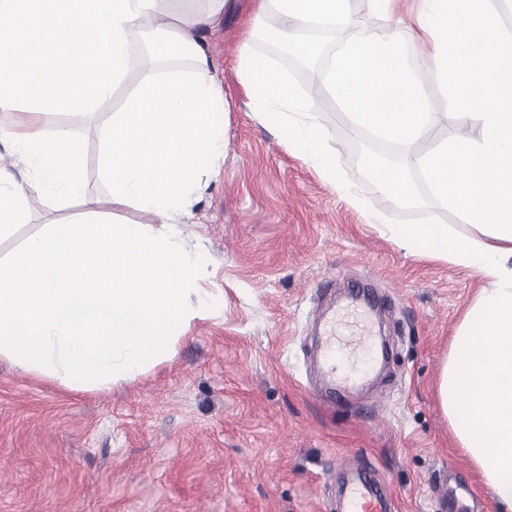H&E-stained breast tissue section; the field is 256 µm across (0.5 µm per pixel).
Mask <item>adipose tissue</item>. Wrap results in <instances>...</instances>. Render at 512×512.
<instances>
[{
  "label": "adipose tissue",
  "instance_id": "adipose-tissue-1",
  "mask_svg": "<svg viewBox=\"0 0 512 512\" xmlns=\"http://www.w3.org/2000/svg\"><path fill=\"white\" fill-rule=\"evenodd\" d=\"M0 0V109L23 106L30 120L9 134L0 156V237L28 223L40 201L85 197L82 147L70 127H40L39 115L75 120L99 112L128 76L134 89L103 130L99 167L108 201L145 214L142 222L81 218L46 224L0 257V359L65 388L94 391L171 359L206 303L185 304L204 268L202 251L181 242L177 223L218 175L228 102L197 39L231 0ZM278 35L300 54L297 30L347 28L399 0H259ZM427 62L409 64L395 32L343 45L328 70L329 95L356 126L401 145L435 194L471 222L384 226L417 256L476 269L481 289L451 338L436 393L498 512H512V35L489 0H420L414 18ZM187 67L172 66V59ZM238 73L255 116L331 183L335 154L323 124L269 67L242 52ZM449 90L457 117L476 136H450L433 121L425 74ZM394 205L418 198L404 169L371 167Z\"/></svg>",
  "mask_w": 512,
  "mask_h": 512
}]
</instances>
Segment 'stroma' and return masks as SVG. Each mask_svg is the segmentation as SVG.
Returning a JSON list of instances; mask_svg holds the SVG:
<instances>
[{"label":"stroma","mask_w":512,"mask_h":512,"mask_svg":"<svg viewBox=\"0 0 512 512\" xmlns=\"http://www.w3.org/2000/svg\"><path fill=\"white\" fill-rule=\"evenodd\" d=\"M258 0H239L221 26L203 31L229 106L221 173L203 177L193 216L180 225L187 249L206 261L195 282L212 310L193 320L174 356L102 391H77L0 362V512H336L341 463L372 466L398 512H456L447 489L471 486L468 512H495L480 472L458 448L436 384L450 340L486 280L473 269L400 248L385 223L472 229L435 197L422 174L409 177L422 206L398 209L364 168L369 133L352 126L325 87L345 42L388 29L409 63L426 59L406 0L403 19L367 13L348 29H322L313 63L296 67L269 49L278 24ZM279 71L306 95L327 129L342 185L318 175L254 116L238 76L241 51ZM73 127L85 154L88 195L75 205L35 204L30 223L0 241V255L49 221L107 211L97 164L108 110ZM435 122L461 127L443 87L427 82ZM382 302L389 368L375 386L333 396L312 363L321 310L353 286Z\"/></svg>","instance_id":"1"}]
</instances>
